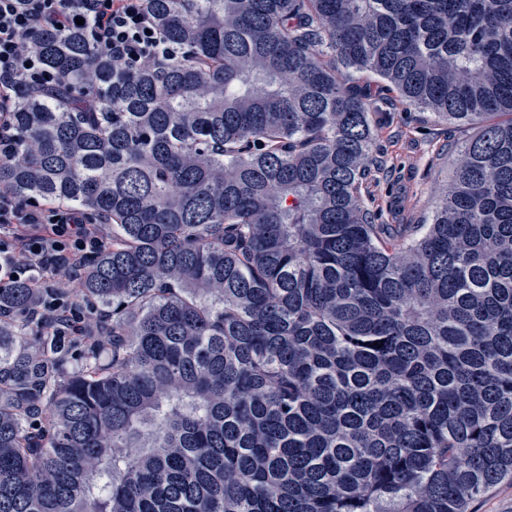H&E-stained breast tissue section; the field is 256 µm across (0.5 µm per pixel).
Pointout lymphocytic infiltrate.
Wrapping results in <instances>:
<instances>
[{
    "instance_id": "lymphocytic-infiltrate-1",
    "label": "lymphocytic infiltrate",
    "mask_w": 512,
    "mask_h": 512,
    "mask_svg": "<svg viewBox=\"0 0 512 512\" xmlns=\"http://www.w3.org/2000/svg\"><path fill=\"white\" fill-rule=\"evenodd\" d=\"M84 19L103 56L123 67L152 61L162 65L175 51L155 23L147 0H87L84 16L64 0H0V159L13 156L11 112L20 90L54 85L56 74L27 48L36 27L64 29ZM109 242L102 224L76 209L22 200L0 188V279L34 281L47 301L36 319L94 335L95 316L73 294L87 262Z\"/></svg>"
}]
</instances>
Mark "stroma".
Instances as JSON below:
<instances>
[{"label":"stroma","mask_w":512,"mask_h":512,"mask_svg":"<svg viewBox=\"0 0 512 512\" xmlns=\"http://www.w3.org/2000/svg\"><path fill=\"white\" fill-rule=\"evenodd\" d=\"M348 83L370 98L375 129L361 200L375 223L395 225L408 238L419 236L434 218L460 147L476 130L410 104L371 72H350Z\"/></svg>","instance_id":"stroma-1"}]
</instances>
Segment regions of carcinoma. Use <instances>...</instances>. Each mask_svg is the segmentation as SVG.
Here are the masks:
<instances>
[{"label": "carcinoma", "mask_w": 512, "mask_h": 512, "mask_svg": "<svg viewBox=\"0 0 512 512\" xmlns=\"http://www.w3.org/2000/svg\"><path fill=\"white\" fill-rule=\"evenodd\" d=\"M113 66L39 29L0 186L89 212L106 343L0 287V512H468L512 482V0H149ZM369 70L478 128L392 245L359 184Z\"/></svg>", "instance_id": "1"}]
</instances>
